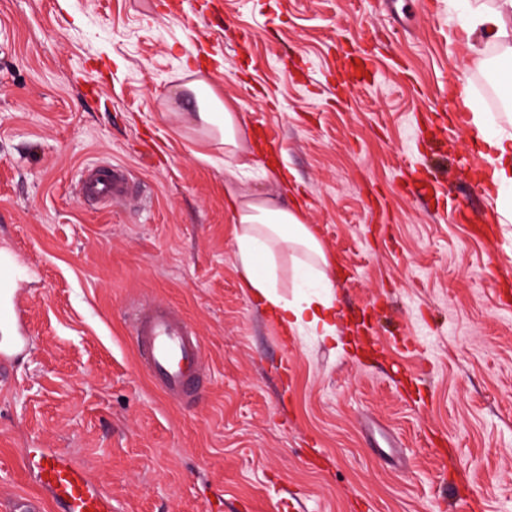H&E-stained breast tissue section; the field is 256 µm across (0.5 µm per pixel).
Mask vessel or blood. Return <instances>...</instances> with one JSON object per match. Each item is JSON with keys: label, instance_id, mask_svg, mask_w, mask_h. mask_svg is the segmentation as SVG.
Instances as JSON below:
<instances>
[{"label": "vessel or blood", "instance_id": "obj_1", "mask_svg": "<svg viewBox=\"0 0 512 512\" xmlns=\"http://www.w3.org/2000/svg\"><path fill=\"white\" fill-rule=\"evenodd\" d=\"M132 175L120 164H105L89 170L80 195L109 205L127 198ZM13 265L0 263V328L13 334L0 343V374L10 360L28 345L26 310ZM130 334L141 366L169 398L183 400L197 389L205 371V354L196 329L170 307L142 303L129 309ZM37 484L49 497L53 512H112V498L67 452L42 449L34 464Z\"/></svg>", "mask_w": 512, "mask_h": 512}]
</instances>
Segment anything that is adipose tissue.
Instances as JSON below:
<instances>
[{"mask_svg": "<svg viewBox=\"0 0 512 512\" xmlns=\"http://www.w3.org/2000/svg\"><path fill=\"white\" fill-rule=\"evenodd\" d=\"M475 65H483L489 47L512 61V0L471 7L464 25ZM461 111L470 113L468 133L484 147L481 154L488 172L487 187L495 191L504 222H512V118L494 128L468 85L453 86ZM179 95L211 137L224 146L229 164L224 171L225 204L235 225L237 261L252 296L261 301L277 321L289 328L312 330L324 339H336L341 314L330 287L332 267L326 250L311 225L305 224L299 205L286 206L268 196L255 195L243 177L258 165L244 142L247 115L238 102L218 95L205 81L182 85ZM298 252L304 267L320 277L324 293L293 300L277 289L282 256Z\"/></svg>", "mask_w": 512, "mask_h": 512, "instance_id": "obj_1", "label": "adipose tissue"}]
</instances>
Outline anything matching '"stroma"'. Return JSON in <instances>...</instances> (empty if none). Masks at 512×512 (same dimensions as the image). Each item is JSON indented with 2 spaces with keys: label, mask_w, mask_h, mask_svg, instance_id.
Wrapping results in <instances>:
<instances>
[{
  "label": "stroma",
  "mask_w": 512,
  "mask_h": 512,
  "mask_svg": "<svg viewBox=\"0 0 512 512\" xmlns=\"http://www.w3.org/2000/svg\"><path fill=\"white\" fill-rule=\"evenodd\" d=\"M471 4L0 0V245L31 338L0 387V494L39 495L27 449L63 448L112 512H512V223L448 176L470 149L452 85L504 119L493 68L444 37ZM195 77L239 101L246 141H283L250 188L295 185L336 262L338 341L247 290L224 149L173 95ZM109 162L134 195L82 203ZM137 299L197 330L189 399L142 369Z\"/></svg>",
  "instance_id": "stroma-1"
}]
</instances>
